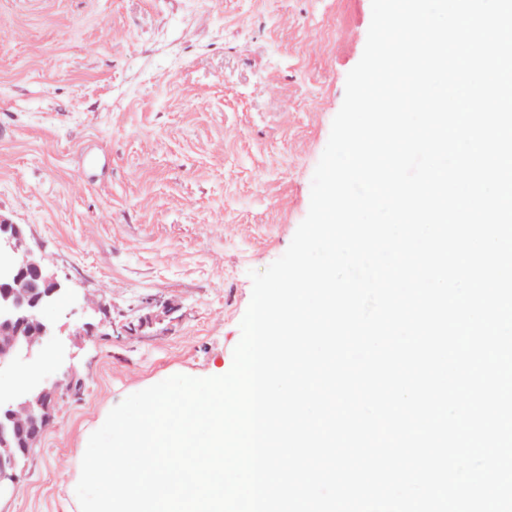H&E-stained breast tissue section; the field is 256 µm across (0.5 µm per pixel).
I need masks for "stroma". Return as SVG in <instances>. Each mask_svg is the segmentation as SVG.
Listing matches in <instances>:
<instances>
[{
	"mask_svg": "<svg viewBox=\"0 0 512 512\" xmlns=\"http://www.w3.org/2000/svg\"><path fill=\"white\" fill-rule=\"evenodd\" d=\"M0 215L71 303L33 372L75 370L0 512H80L125 397L228 372L250 271L289 247L371 0H0Z\"/></svg>",
	"mask_w": 512,
	"mask_h": 512,
	"instance_id": "stroma-1",
	"label": "stroma"
}]
</instances>
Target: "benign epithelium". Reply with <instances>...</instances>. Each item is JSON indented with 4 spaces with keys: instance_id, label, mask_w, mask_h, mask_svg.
Here are the masks:
<instances>
[{
    "instance_id": "obj_1",
    "label": "benign epithelium",
    "mask_w": 512,
    "mask_h": 512,
    "mask_svg": "<svg viewBox=\"0 0 512 512\" xmlns=\"http://www.w3.org/2000/svg\"><path fill=\"white\" fill-rule=\"evenodd\" d=\"M64 289L50 269L36 261L19 224L0 217V367L11 363L21 351L30 354L53 333L42 309L58 301ZM61 381L28 388L12 399H0V499L13 495L18 484L16 456L39 445L53 421ZM16 407L32 415L26 429L7 426Z\"/></svg>"
}]
</instances>
